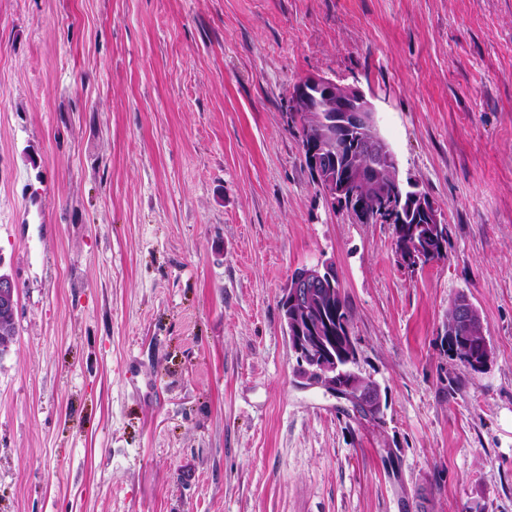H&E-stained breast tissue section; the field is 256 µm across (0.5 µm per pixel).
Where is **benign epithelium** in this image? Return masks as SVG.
Returning a JSON list of instances; mask_svg holds the SVG:
<instances>
[{
  "instance_id": "obj_1",
  "label": "benign epithelium",
  "mask_w": 512,
  "mask_h": 512,
  "mask_svg": "<svg viewBox=\"0 0 512 512\" xmlns=\"http://www.w3.org/2000/svg\"><path fill=\"white\" fill-rule=\"evenodd\" d=\"M293 105L307 112H315L321 124L336 125L350 133L353 144L360 147L354 159L357 170L356 182L365 186L375 176L389 173L394 177L395 185L402 187L403 193L397 197V210L407 207L418 210L423 223L431 225L432 236L442 240L446 235L444 218L431 197L411 181L402 182L399 178V166L395 152L389 141L381 134L377 122L376 106L357 87L341 85L322 76H311L294 92ZM322 139L315 136L302 145L315 168H320ZM325 191L330 201L349 200L350 204L361 211L366 208L362 195L348 192L346 183L331 174H326ZM324 288L334 292L333 266L321 262L315 266H304L294 270L288 287L281 297L285 311L305 314V322H318L319 314L311 307V300ZM16 283L13 278L0 272V315H15ZM483 328L482 319L474 307L462 306L457 312L458 333L470 335ZM300 324H295L288 337L289 344L300 362L308 364L304 375L312 385L325 389L331 395L348 401L352 408L365 417H373L382 409L379 387L354 373L347 379H339L337 371L342 361L357 359V348L348 335L341 343L329 336H298Z\"/></svg>"
}]
</instances>
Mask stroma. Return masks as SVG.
Returning a JSON list of instances; mask_svg holds the SVG:
<instances>
[{
  "mask_svg": "<svg viewBox=\"0 0 512 512\" xmlns=\"http://www.w3.org/2000/svg\"><path fill=\"white\" fill-rule=\"evenodd\" d=\"M311 75L376 105L444 259L313 184ZM326 260L375 420L298 375L279 299ZM0 271V512H512V0H0ZM16 283L13 278L0 271V315H12L16 313ZM457 331L460 336L471 335L475 330L482 331L483 324L478 310L474 307L462 306L457 312ZM449 333L452 335L450 336L451 345L455 348L460 361L465 366H467L466 363L469 364L473 369L472 361L480 362L485 354L484 338L476 334V336H471L470 339L460 341L457 337H453L456 335V328L452 329Z\"/></svg>",
  "mask_w": 512,
  "mask_h": 512,
  "instance_id": "obj_1",
  "label": "stroma"
}]
</instances>
